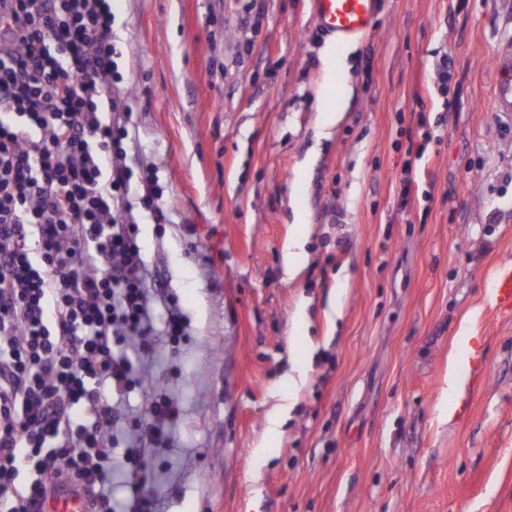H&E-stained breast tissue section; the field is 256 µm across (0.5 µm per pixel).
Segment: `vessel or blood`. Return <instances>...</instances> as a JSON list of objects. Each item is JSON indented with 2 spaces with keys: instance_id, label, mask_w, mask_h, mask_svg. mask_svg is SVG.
<instances>
[{
  "instance_id": "obj_1",
  "label": "vessel or blood",
  "mask_w": 512,
  "mask_h": 512,
  "mask_svg": "<svg viewBox=\"0 0 512 512\" xmlns=\"http://www.w3.org/2000/svg\"><path fill=\"white\" fill-rule=\"evenodd\" d=\"M315 17L322 29L333 34L339 44H347L370 34L378 20V0H312ZM494 109L512 113V46L500 48L494 58ZM493 307L512 315V264L501 266L493 282ZM47 512H87L84 494L63 487L51 499Z\"/></svg>"
}]
</instances>
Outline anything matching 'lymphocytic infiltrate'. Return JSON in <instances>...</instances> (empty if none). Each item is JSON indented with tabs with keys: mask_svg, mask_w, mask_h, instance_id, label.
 Returning <instances> with one entry per match:
<instances>
[{
	"mask_svg": "<svg viewBox=\"0 0 512 512\" xmlns=\"http://www.w3.org/2000/svg\"><path fill=\"white\" fill-rule=\"evenodd\" d=\"M112 24V0H0V512H40L61 480L112 512L102 474L122 396L155 346L188 336L136 240L134 207L159 212L160 196L127 162ZM181 417L151 397L123 512H158L144 461Z\"/></svg>",
	"mask_w": 512,
	"mask_h": 512,
	"instance_id": "lymphocytic-infiltrate-1",
	"label": "lymphocytic infiltrate"
}]
</instances>
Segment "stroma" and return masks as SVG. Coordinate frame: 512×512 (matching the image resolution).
I'll return each instance as SVG.
<instances>
[{
  "label": "stroma",
  "mask_w": 512,
  "mask_h": 512,
  "mask_svg": "<svg viewBox=\"0 0 512 512\" xmlns=\"http://www.w3.org/2000/svg\"><path fill=\"white\" fill-rule=\"evenodd\" d=\"M112 12L165 215L135 209L138 243L191 329L121 423L156 388L182 406L149 465L163 512H512V317L488 307L512 263V0H380L334 72L312 0ZM495 95L494 110L501 115L512 112V46L500 48L494 58Z\"/></svg>",
  "instance_id": "35a3bbf8"
}]
</instances>
